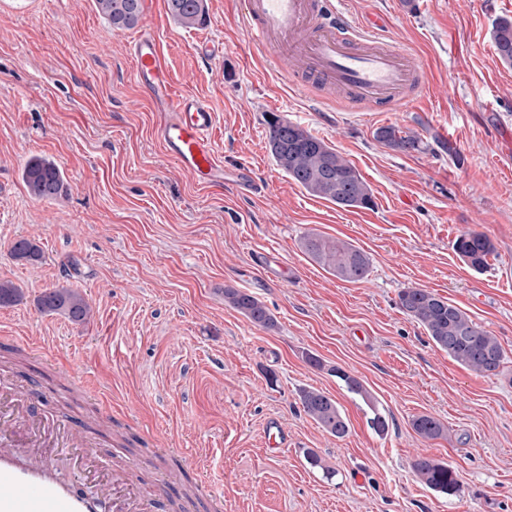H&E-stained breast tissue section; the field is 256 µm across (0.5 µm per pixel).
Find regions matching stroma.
Masks as SVG:
<instances>
[{"mask_svg":"<svg viewBox=\"0 0 512 512\" xmlns=\"http://www.w3.org/2000/svg\"><path fill=\"white\" fill-rule=\"evenodd\" d=\"M208 4L194 28L174 23L167 0H153L151 16L176 92L216 114L224 182L204 187L154 137L162 115L126 52L135 30H112L94 0H0V280L21 292L0 305V379L30 384L39 411L96 431L101 468L131 463L145 484L167 481L164 512L193 485L220 496L224 512H512V67L491 38L512 0H336L353 21L385 18L421 61V99L394 112L317 101L251 45L236 0ZM202 37L223 55L195 54ZM272 113L340 151L372 206L344 210L289 179L267 150ZM390 124L417 134L420 150L377 142ZM33 156L58 165L65 195L29 197L22 168ZM247 166L259 185L250 195L235 183ZM468 231L496 246L480 273L454 249ZM309 232L363 250L366 279L345 282L314 262L301 248ZM22 237L39 245V261L14 257ZM268 248L280 263L272 273L251 262ZM411 286L496 336L499 373L438 350L399 307ZM61 287L84 295L87 321L39 310L37 297ZM228 288L260 298L275 327L226 306ZM42 345L50 358L33 354ZM332 366L363 382L389 416L387 435L368 427ZM303 387L337 401L344 439L304 413ZM421 415L444 435L421 438ZM272 417L288 432L276 456L264 438ZM307 448L330 474L307 466ZM421 455L455 468L457 495L416 481ZM412 425L415 432L423 439H437L444 433V426L441 421L430 415H421L415 418Z\"/></svg>","mask_w":512,"mask_h":512,"instance_id":"35a3bbf8","label":"stroma"}]
</instances>
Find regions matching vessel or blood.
<instances>
[{"label":"vessel or blood","mask_w":512,"mask_h":512,"mask_svg":"<svg viewBox=\"0 0 512 512\" xmlns=\"http://www.w3.org/2000/svg\"><path fill=\"white\" fill-rule=\"evenodd\" d=\"M249 41L290 83L315 87L323 102H354L390 112L416 98L423 66L385 33L381 21L351 23L335 0H239ZM135 82L163 118L155 136L177 166L206 185L224 181L213 146L214 110L206 99L177 94L150 22L127 45ZM19 384L0 383V512H155L156 490L135 487L130 466L117 465L87 493L38 458L71 449L76 473L89 472L91 439L32 411Z\"/></svg>","instance_id":"1"}]
</instances>
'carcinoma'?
<instances>
[{
	"label": "carcinoma",
	"mask_w": 512,
	"mask_h": 512,
	"mask_svg": "<svg viewBox=\"0 0 512 512\" xmlns=\"http://www.w3.org/2000/svg\"><path fill=\"white\" fill-rule=\"evenodd\" d=\"M98 13L116 31L134 28L141 18V0H94ZM169 13L177 24L195 27L208 15L207 0H168ZM492 40L500 61L512 66V18L502 17L492 27ZM383 145L399 151L415 150L419 139L397 125L375 131ZM267 148L288 178L312 196L328 200L341 208H367L372 205L369 184L335 148L288 119L273 115L268 121ZM22 179L35 199H57L66 193L63 172L51 160L33 156L23 169ZM456 252L471 269L480 272L495 254L496 246L485 234L467 232L454 244ZM302 248L323 269L346 282H360L369 271L367 255L349 242L307 234ZM15 258L37 261L39 246L28 238L16 240L12 246ZM399 307L423 327L435 347L455 362L483 374L495 375L504 360V349L497 339L476 323L466 312L448 299L423 288H404L399 294ZM224 302L262 328L274 326L264 303L256 296L234 288L224 289ZM40 310L62 313L73 322H83L89 313L85 297L70 288H53L37 299ZM328 372L336 376L346 391L365 406L368 423L379 436L387 433L389 421L377 401L359 378L332 366ZM299 400L303 411L323 432L336 439L349 433V423L335 399L314 388H302ZM415 432L424 439L441 437L444 426L430 415L413 420ZM416 479L429 490L453 496L460 492L457 471L448 463L419 456L412 465Z\"/></svg>",
	"instance_id": "1"
}]
</instances>
